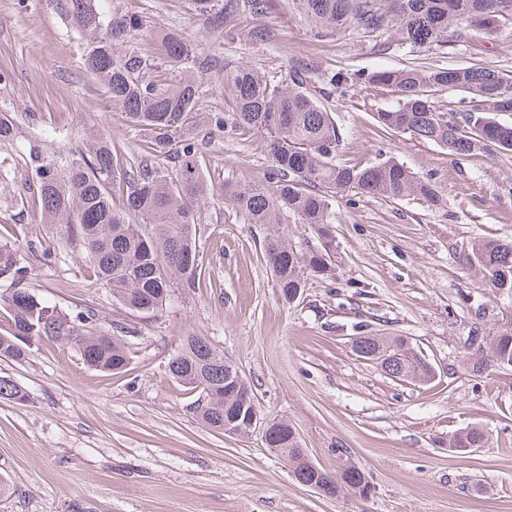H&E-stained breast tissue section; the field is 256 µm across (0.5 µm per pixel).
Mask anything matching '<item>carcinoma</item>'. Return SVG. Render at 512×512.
<instances>
[{
	"mask_svg": "<svg viewBox=\"0 0 512 512\" xmlns=\"http://www.w3.org/2000/svg\"><path fill=\"white\" fill-rule=\"evenodd\" d=\"M106 0H68L73 26L84 36L81 60L107 87L112 105L126 122L151 134L148 154L136 160L112 150V140L100 135L90 145L62 155L52 145L29 149L25 184L33 201L93 264L99 283L124 307L153 313L163 306L175 284L195 286L197 269L196 220L192 205L209 187L199 167L201 140L192 132L196 113L206 102L203 75L213 73L224 84L228 113L211 112L214 131L225 126L259 133L266 138L271 159L269 184L246 189L224 186V199L246 224H280L285 213L315 228L321 249L302 254L274 235L265 242V256L276 276L283 299L289 301L303 287V274L329 276L335 261L331 232L332 201L351 189L390 200L419 194L430 203L438 196L429 181L404 165L388 160L364 168L336 163L339 134L331 113L306 90V76L293 70L289 79L232 60H223L224 42L214 44L201 58L192 53L180 33L156 30L165 62L157 64L144 52L142 37L149 24L129 10L110 9ZM322 36L354 25L373 35L397 28L410 46L443 47L466 36L471 23L491 14L498 33L512 22V0H293ZM193 10L213 30L224 29V15L248 12L261 15L267 0H190ZM368 81L397 94L396 108L379 115L383 126L433 142L453 155L468 157L493 146L512 151V124L497 119L512 112V75L489 67L416 66L377 71ZM359 75L331 72L321 77L322 93L353 85ZM448 90L472 95L476 105L455 112H438L429 93ZM14 137V117L0 111V143ZM475 256L494 288L512 290V241L486 239ZM30 269L18 250L0 246V276L19 283ZM10 320L20 331H34L37 341L51 339L84 347L85 363L100 371L116 372L130 360L125 345L114 336H85L80 324L88 312L75 317L58 314L43 320L49 306L17 288L4 296ZM10 331L0 329V357L28 358L32 348L17 346ZM352 347L360 358L378 360L384 350L399 356L394 377L415 380L427 373L426 357L402 337L356 336ZM512 363V332L489 337L486 357L472 370L480 372L501 362ZM235 365L202 336H186L170 359L171 376L200 390L194 411L203 424L224 431L236 412V402L224 392V379ZM0 399L22 401L25 394L11 380L0 377ZM271 452L292 463L296 481L312 476L300 452L298 436L283 422L270 427L265 439ZM486 433L466 428L452 439V448H482ZM351 489L364 496L369 481L350 467L336 480V494Z\"/></svg>",
	"mask_w": 512,
	"mask_h": 512,
	"instance_id": "obj_1",
	"label": "carcinoma"
}]
</instances>
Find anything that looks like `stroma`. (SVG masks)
<instances>
[{
    "label": "stroma",
    "mask_w": 512,
    "mask_h": 512,
    "mask_svg": "<svg viewBox=\"0 0 512 512\" xmlns=\"http://www.w3.org/2000/svg\"><path fill=\"white\" fill-rule=\"evenodd\" d=\"M152 26L175 29L198 55L216 34L186 0H125ZM224 54L279 78L294 66L311 80L338 70L372 73L486 66L512 72V26L495 39L470 28L462 41L425 51L397 30L374 42L352 27L318 37L292 0H268L263 15L224 20ZM272 34L256 42L250 33ZM81 34L63 0H0V110L16 121L0 146V245L18 248L31 273L22 288L58 312L92 310L84 333L126 336L120 372L90 368L73 346L44 340L28 359L0 358V376L26 395L0 400V512H512V367L475 373L472 336L512 329V293L491 288L473 254L485 238L512 240V151L450 155L439 145L382 127L397 105L386 86L358 84L326 98L341 136L338 164L392 159L429 178L440 205L351 190L332 206L336 271L306 275L291 303L264 255L267 235L298 252L320 249L294 218L247 224L223 197L225 185L264 182L267 141L245 130L211 135L200 166L212 189L195 206V285L162 310L113 301L60 225L27 202L30 145L53 137L66 153L85 145L88 125L136 157L147 132L128 127L107 88L79 62ZM401 336L434 365L421 384L388 376L351 346L363 334ZM205 337L251 384L259 424L242 435L209 429L195 416L198 391L176 382L168 362L184 337ZM295 428L310 460L331 476L365 473L367 496L327 498L297 483L270 452L265 425ZM478 427L488 442L460 456L448 446Z\"/></svg>",
    "instance_id": "35a3bbf8"
}]
</instances>
